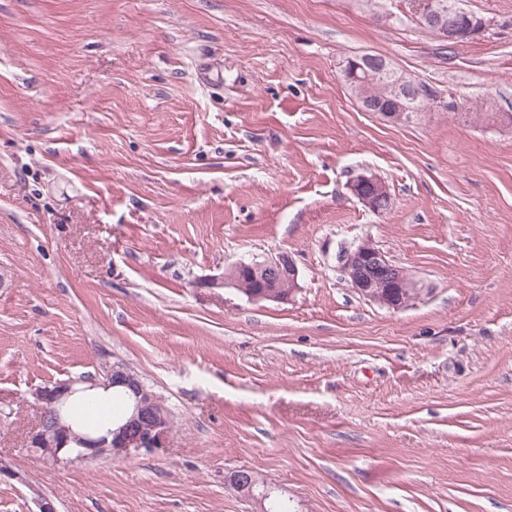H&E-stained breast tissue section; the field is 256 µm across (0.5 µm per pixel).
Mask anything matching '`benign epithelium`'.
I'll list each match as a JSON object with an SVG mask.
<instances>
[{
    "instance_id": "1",
    "label": "benign epithelium",
    "mask_w": 512,
    "mask_h": 512,
    "mask_svg": "<svg viewBox=\"0 0 512 512\" xmlns=\"http://www.w3.org/2000/svg\"><path fill=\"white\" fill-rule=\"evenodd\" d=\"M465 11L448 0H420L418 20L437 37L457 42L480 33L481 22L474 31L463 33L457 20ZM388 62L379 56L364 55L347 62L342 74L353 88L362 107L389 122L403 119L402 99L415 94V85L399 77L386 85L380 97H372L358 74L375 79L392 74ZM352 194L366 207L378 213L382 201L390 198L385 181L375 175H360L350 184ZM339 270L344 281L361 298L381 307L400 310L409 299L405 289L415 282L404 268L393 264L372 242L364 241L339 255ZM298 270L292 257L280 253L264 261L240 259L225 272L209 281L211 286L231 287L251 300H286L297 288ZM121 389L128 396V410L115 427L103 431L80 433L73 428L66 409L70 401L87 390ZM41 409V421L27 435L26 445L39 459L51 466L89 461L104 456L120 457L133 451L154 452L165 447L171 426L167 412L138 374L127 365L115 361L107 366L103 379H78L56 382L33 393Z\"/></svg>"
}]
</instances>
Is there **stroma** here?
Masks as SVG:
<instances>
[{
	"mask_svg": "<svg viewBox=\"0 0 512 512\" xmlns=\"http://www.w3.org/2000/svg\"><path fill=\"white\" fill-rule=\"evenodd\" d=\"M462 5L452 44L417 0H0V512H260L241 469L292 512H512V0ZM365 53L458 109L363 111ZM366 240L406 308L342 280ZM281 252L288 300L205 285ZM116 359L164 450L43 464L33 392ZM352 194L373 212L381 211L380 204L390 199L385 181L375 175H360L350 184Z\"/></svg>",
	"mask_w": 512,
	"mask_h": 512,
	"instance_id": "35a3bbf8",
	"label": "stroma"
}]
</instances>
